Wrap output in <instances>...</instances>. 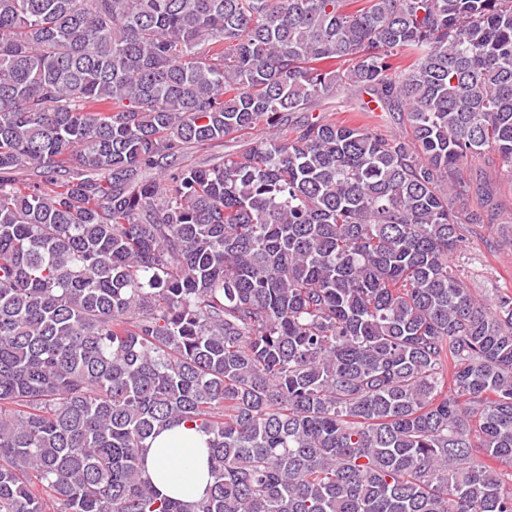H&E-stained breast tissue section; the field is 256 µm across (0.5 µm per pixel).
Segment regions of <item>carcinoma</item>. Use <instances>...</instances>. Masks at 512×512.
<instances>
[{"label": "carcinoma", "mask_w": 512, "mask_h": 512, "mask_svg": "<svg viewBox=\"0 0 512 512\" xmlns=\"http://www.w3.org/2000/svg\"><path fill=\"white\" fill-rule=\"evenodd\" d=\"M362 91L410 135L314 115ZM490 154L512 0H0V512H512V296L451 265ZM208 436L184 426L165 430L144 452L145 477L163 496L184 501L202 498L210 483Z\"/></svg>", "instance_id": "obj_1"}]
</instances>
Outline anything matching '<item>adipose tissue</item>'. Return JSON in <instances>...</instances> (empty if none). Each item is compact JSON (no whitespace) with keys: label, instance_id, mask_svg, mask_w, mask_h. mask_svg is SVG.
Here are the masks:
<instances>
[{"label":"adipose tissue","instance_id":"ef3b65f1","mask_svg":"<svg viewBox=\"0 0 512 512\" xmlns=\"http://www.w3.org/2000/svg\"><path fill=\"white\" fill-rule=\"evenodd\" d=\"M207 436L182 426L161 432L144 452L145 475L163 496L184 501L202 498L210 483Z\"/></svg>","mask_w":512,"mask_h":512}]
</instances>
